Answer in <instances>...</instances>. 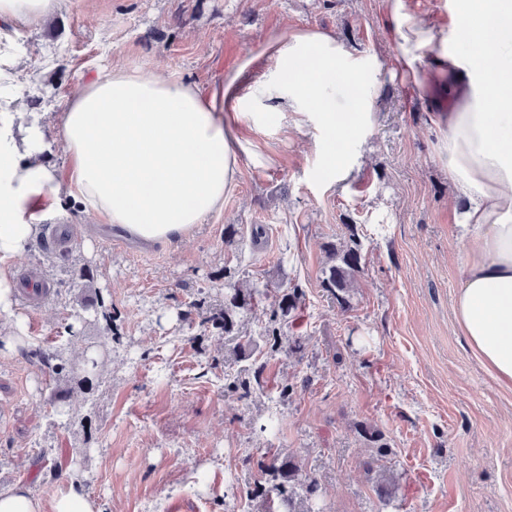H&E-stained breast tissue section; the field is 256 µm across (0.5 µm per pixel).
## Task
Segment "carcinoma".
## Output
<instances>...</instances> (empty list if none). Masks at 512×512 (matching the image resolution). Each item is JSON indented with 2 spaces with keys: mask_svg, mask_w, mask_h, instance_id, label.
Returning a JSON list of instances; mask_svg holds the SVG:
<instances>
[{
  "mask_svg": "<svg viewBox=\"0 0 512 512\" xmlns=\"http://www.w3.org/2000/svg\"><path fill=\"white\" fill-rule=\"evenodd\" d=\"M329 257L335 261V264L325 272L322 280L323 287L336 298L339 304L346 305L348 304L346 294L362 270L363 255L357 234L350 232L349 244L345 246L331 245ZM302 296L303 293L299 288L294 287L291 291L282 294L280 299L263 307L261 303L262 299L266 298L265 292L256 287L244 289L227 283L224 285V308L211 315L209 321L212 325L224 329V335L237 337L255 345L257 337L246 334L245 324L240 319V315L243 313L254 315L257 311H262L266 321L261 337H274L291 312L296 309ZM266 468L282 478V482L276 484L273 491L283 512H310L308 509L303 511L297 509L296 500L299 496L308 500L316 494L319 489L316 479L308 476L295 485L291 484L295 467L287 459L280 461L273 458L266 464Z\"/></svg>",
  "mask_w": 512,
  "mask_h": 512,
  "instance_id": "cac0c4a2",
  "label": "carcinoma"
}]
</instances>
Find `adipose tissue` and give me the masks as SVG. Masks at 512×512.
<instances>
[{"label":"adipose tissue","mask_w":512,"mask_h":512,"mask_svg":"<svg viewBox=\"0 0 512 512\" xmlns=\"http://www.w3.org/2000/svg\"><path fill=\"white\" fill-rule=\"evenodd\" d=\"M60 0H0V315L12 318L0 346L16 349L12 264L39 234V219L71 210L93 212L142 242L189 234L220 210L240 158L250 148L243 128L313 122L324 134L331 173L350 168L337 141L355 144L375 119L372 68L330 31L295 29L262 52L270 62L259 90L236 79L209 89L162 79L141 69L114 68L72 94L58 116L67 158L59 170L43 157L39 121H25L6 90L16 58L10 28L34 27ZM395 42L392 67L431 101L439 146L455 195L465 208L464 260L455 321L482 365L512 387V0H448L451 27L425 24L407 0H385ZM462 45L448 48L449 30ZM434 49L427 75L418 62ZM352 102L339 114L337 79Z\"/></svg>","instance_id":"ef3b65f1"}]
</instances>
